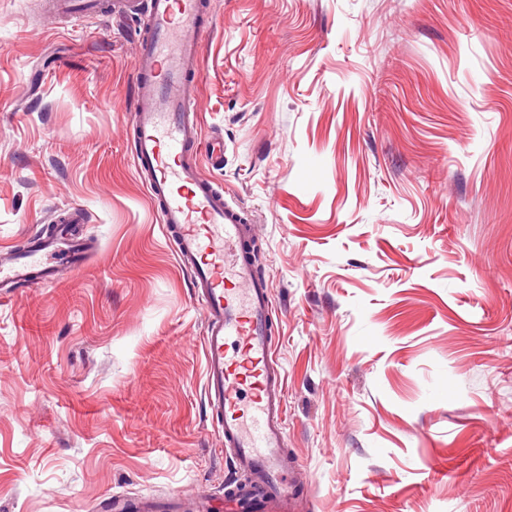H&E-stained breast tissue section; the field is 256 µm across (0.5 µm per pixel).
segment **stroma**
<instances>
[{
	"instance_id": "obj_1",
	"label": "stroma",
	"mask_w": 512,
	"mask_h": 512,
	"mask_svg": "<svg viewBox=\"0 0 512 512\" xmlns=\"http://www.w3.org/2000/svg\"><path fill=\"white\" fill-rule=\"evenodd\" d=\"M205 2L204 171L255 219L302 512H512V0ZM143 28L0 0V255L71 207L93 252L0 296V512L247 477L133 165Z\"/></svg>"
}]
</instances>
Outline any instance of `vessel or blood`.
<instances>
[{
	"label": "vessel or blood",
	"mask_w": 512,
	"mask_h": 512,
	"mask_svg": "<svg viewBox=\"0 0 512 512\" xmlns=\"http://www.w3.org/2000/svg\"><path fill=\"white\" fill-rule=\"evenodd\" d=\"M112 6L132 13L145 9L150 20L138 43L131 154L164 236L193 272L205 312V395L225 448L257 477L251 502L272 496L279 502L276 512H291L282 454L286 379L275 359L272 291L255 273L249 215L203 171V159H222L224 143L203 141L193 117L204 2L112 0ZM50 254L59 255V265L46 263ZM83 264L84 250L72 240L34 242L0 258V292L54 283L61 272Z\"/></svg>",
	"instance_id": "1"
}]
</instances>
